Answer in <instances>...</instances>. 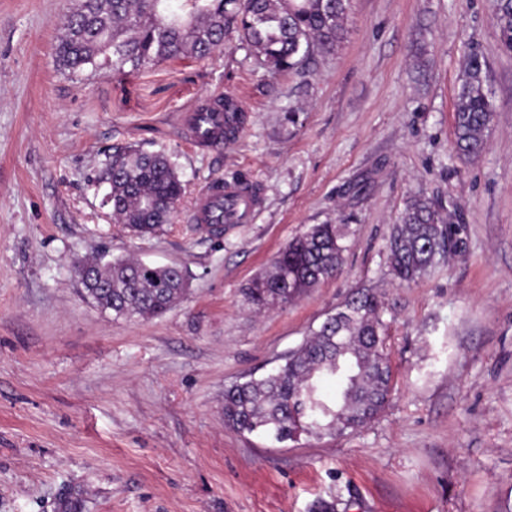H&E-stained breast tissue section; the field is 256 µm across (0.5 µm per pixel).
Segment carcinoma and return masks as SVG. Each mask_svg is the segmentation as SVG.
Wrapping results in <instances>:
<instances>
[{
	"label": "carcinoma",
	"mask_w": 512,
	"mask_h": 512,
	"mask_svg": "<svg viewBox=\"0 0 512 512\" xmlns=\"http://www.w3.org/2000/svg\"><path fill=\"white\" fill-rule=\"evenodd\" d=\"M350 0H80L58 39L56 56L76 73H136L164 62L205 60L235 32L272 74L297 71L316 53H331L343 38ZM502 46L512 51V0H492ZM486 60L476 50L464 62L455 113V147L476 155L485 145L492 106L484 90ZM112 181V215L135 234L171 222L184 192L164 152L115 147L96 181ZM452 236L424 196L412 200L395 225L390 268L414 282ZM340 224H315L293 238L270 268L245 289L259 309L282 308L342 267ZM187 291L179 266L156 267L129 258L112 260V293L98 306L117 318L149 320L168 312ZM382 301L361 290L336 309L285 362L261 379L224 388V421L240 433H262L277 442L303 433L356 430L391 396V367L384 350Z\"/></svg>",
	"instance_id": "1"
}]
</instances>
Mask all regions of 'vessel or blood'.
<instances>
[{"label":"vessel or blood","mask_w":512,"mask_h":512,"mask_svg":"<svg viewBox=\"0 0 512 512\" xmlns=\"http://www.w3.org/2000/svg\"><path fill=\"white\" fill-rule=\"evenodd\" d=\"M187 123L191 140L201 145L224 139L232 125V116L221 112H195ZM262 203V196L252 183L219 178L198 197L189 220L196 224H247Z\"/></svg>","instance_id":"vessel-or-blood-1"}]
</instances>
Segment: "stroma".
I'll use <instances>...</instances> for the list:
<instances>
[{"label":"stroma","instance_id":"1","mask_svg":"<svg viewBox=\"0 0 512 512\" xmlns=\"http://www.w3.org/2000/svg\"><path fill=\"white\" fill-rule=\"evenodd\" d=\"M78 2L0 0V512H512V53L490 0H351L336 50L275 78L234 35L139 75L63 70ZM472 48L492 121L464 156ZM221 96L242 130L193 146L185 114ZM116 145L175 162L186 194L164 232L131 235L103 207ZM240 175L263 192L252 223H186L207 184ZM419 195L453 235L407 285L387 257ZM314 224L344 225L339 274L257 311L245 288ZM103 250L182 266L189 291L163 317H114L73 269ZM358 289L384 303L379 415L282 443L228 428L225 386L271 372Z\"/></svg>","mask_w":512,"mask_h":512}]
</instances>
